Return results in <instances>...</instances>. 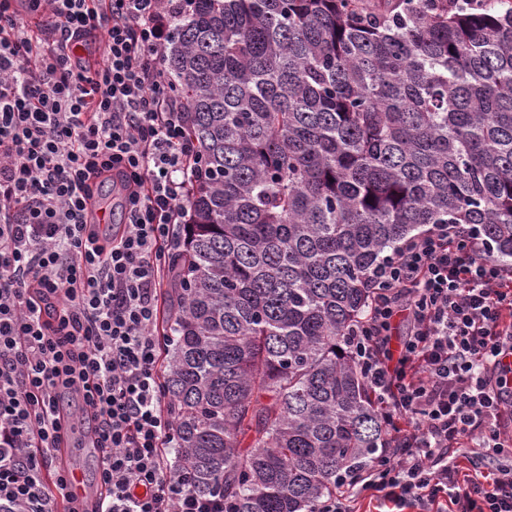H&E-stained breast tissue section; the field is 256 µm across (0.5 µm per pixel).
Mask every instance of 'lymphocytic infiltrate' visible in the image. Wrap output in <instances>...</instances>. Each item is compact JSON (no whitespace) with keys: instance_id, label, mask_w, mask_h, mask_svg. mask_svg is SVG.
I'll return each instance as SVG.
<instances>
[{"instance_id":"lymphocytic-infiltrate-1","label":"lymphocytic infiltrate","mask_w":512,"mask_h":512,"mask_svg":"<svg viewBox=\"0 0 512 512\" xmlns=\"http://www.w3.org/2000/svg\"><path fill=\"white\" fill-rule=\"evenodd\" d=\"M190 0H0V507L56 512L53 452L88 424L97 500L68 512H224L172 475L164 292L204 168L162 52ZM44 17L32 30L28 16ZM103 39V57L79 50ZM110 182L122 221L87 217ZM346 345L393 423L319 512H512V265L435 224L372 270Z\"/></svg>"}]
</instances>
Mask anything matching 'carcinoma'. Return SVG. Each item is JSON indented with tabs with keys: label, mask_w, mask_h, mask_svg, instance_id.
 I'll return each mask as SVG.
<instances>
[{
	"label": "carcinoma",
	"mask_w": 512,
	"mask_h": 512,
	"mask_svg": "<svg viewBox=\"0 0 512 512\" xmlns=\"http://www.w3.org/2000/svg\"><path fill=\"white\" fill-rule=\"evenodd\" d=\"M163 61L205 168L171 256V449L227 512H317L391 423L345 346L430 224L512 259V9L191 0Z\"/></svg>",
	"instance_id": "1"
}]
</instances>
